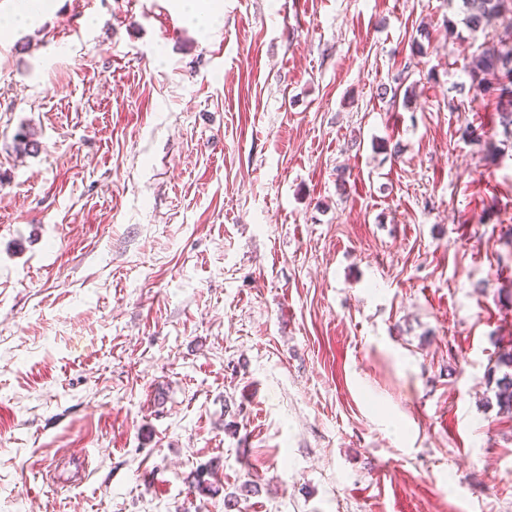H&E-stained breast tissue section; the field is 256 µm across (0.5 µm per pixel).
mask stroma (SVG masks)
<instances>
[{
  "label": "stroma",
  "mask_w": 512,
  "mask_h": 512,
  "mask_svg": "<svg viewBox=\"0 0 512 512\" xmlns=\"http://www.w3.org/2000/svg\"><path fill=\"white\" fill-rule=\"evenodd\" d=\"M17 2L0 512H512V136L468 75L496 29L461 0H222L207 28ZM496 368L503 370L502 376L495 380V397L499 409L512 415V348L498 353ZM214 470L215 466L211 462L200 465L190 473V475L187 477V482L201 494L212 492L216 494L217 490L213 488V485L210 481V478H212L214 475Z\"/></svg>",
  "instance_id": "obj_1"
}]
</instances>
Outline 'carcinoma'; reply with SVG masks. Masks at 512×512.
Segmentation results:
<instances>
[{"label":"carcinoma","mask_w":512,"mask_h":512,"mask_svg":"<svg viewBox=\"0 0 512 512\" xmlns=\"http://www.w3.org/2000/svg\"><path fill=\"white\" fill-rule=\"evenodd\" d=\"M464 23L471 30L484 29L504 18L507 11L506 0H462ZM512 39V19L504 24L499 39L500 47L482 52L470 65L469 75L477 89L497 91L495 116L504 131L512 133V47L506 41ZM17 152L28 155L41 150V142L29 131L22 129L16 136ZM496 368L502 376L495 380V397L499 409L512 415V348L498 353ZM215 466L207 463L197 467L187 477V482L202 494L214 493L216 489L210 481Z\"/></svg>","instance_id":"cac0c4a2"}]
</instances>
